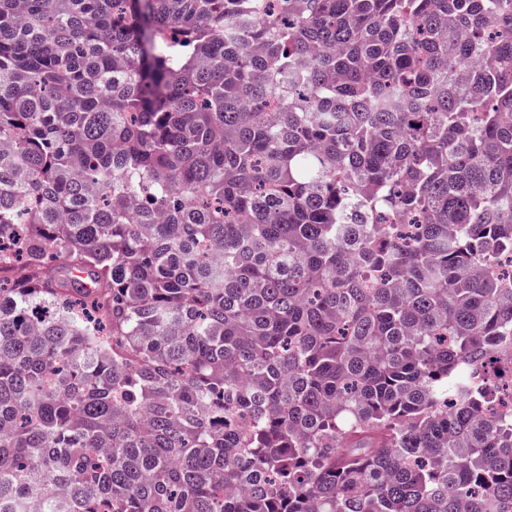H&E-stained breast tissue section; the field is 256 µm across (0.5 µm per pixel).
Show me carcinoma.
<instances>
[{
  "instance_id": "1",
  "label": "carcinoma",
  "mask_w": 512,
  "mask_h": 512,
  "mask_svg": "<svg viewBox=\"0 0 512 512\" xmlns=\"http://www.w3.org/2000/svg\"><path fill=\"white\" fill-rule=\"evenodd\" d=\"M0 0V512H512V0ZM483 365L486 375L495 382V388L498 393L495 404L499 403V399L503 398L510 405L512 392V363H510V360H505L497 352L488 355Z\"/></svg>"
}]
</instances>
